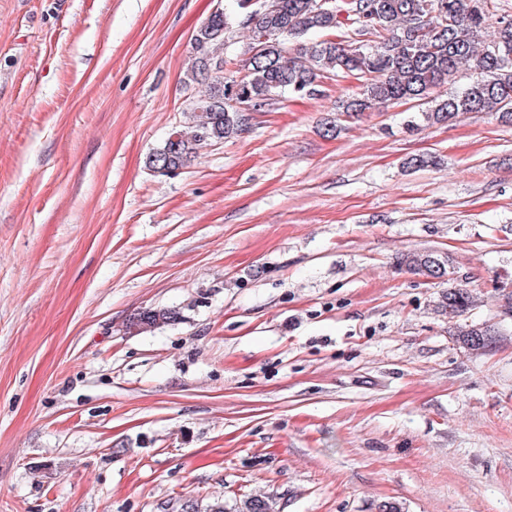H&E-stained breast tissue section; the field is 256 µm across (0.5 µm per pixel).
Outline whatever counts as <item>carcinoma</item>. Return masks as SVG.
Instances as JSON below:
<instances>
[{"label": "carcinoma", "instance_id": "1", "mask_svg": "<svg viewBox=\"0 0 512 512\" xmlns=\"http://www.w3.org/2000/svg\"><path fill=\"white\" fill-rule=\"evenodd\" d=\"M240 20L257 48L244 83L229 85L230 61L224 43L230 34L229 16L213 14L195 36L196 57L190 80L207 83L205 94L192 101V120L173 129L163 145L146 160L148 169L170 175L204 146L223 142L244 131L246 118L229 104L249 98L263 108L271 97L288 92L318 96L320 79L343 72L364 79L360 97L343 111L359 115L402 100L423 99L437 87L464 75L461 91L436 101L422 113L428 124H451L464 113L498 112L512 123V19H491L492 0H271L257 9L250 0H234ZM351 34L307 42L311 33L331 34L342 26ZM451 259L433 250H409L397 257L398 269L430 278L448 275ZM474 293L461 285L442 292L435 310L448 318L454 335L469 350L484 352L498 336L494 328L458 325L477 305ZM178 318L172 309H148L127 324L133 334L151 332ZM236 512H279L270 495L247 498Z\"/></svg>", "mask_w": 512, "mask_h": 512}]
</instances>
